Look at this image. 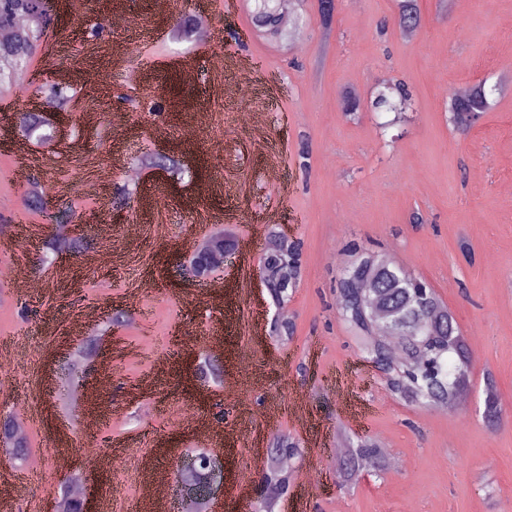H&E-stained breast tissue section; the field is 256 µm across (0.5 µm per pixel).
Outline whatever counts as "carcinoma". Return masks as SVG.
<instances>
[{
	"mask_svg": "<svg viewBox=\"0 0 512 512\" xmlns=\"http://www.w3.org/2000/svg\"><path fill=\"white\" fill-rule=\"evenodd\" d=\"M35 7L36 0H0V27L13 26L20 16L29 19L28 25L15 29L11 40L0 42V87L12 86L27 71L44 36V27L34 17ZM277 13L274 0H254L251 22L256 28L278 36ZM398 22L401 25L420 22L417 0H398ZM45 89L49 102L57 109L65 107L70 99L66 86L47 82ZM494 92L495 89L489 90L479 83L466 96L449 95L452 125L463 133L469 131L471 115L487 111L489 96ZM411 100L412 94L404 83L391 81L378 91L372 106L377 111L389 112L392 106H399L403 101L409 105ZM337 292L338 313L357 337L363 339L368 360L397 363L389 350L388 339L380 337L371 343L366 339L384 323L388 329L398 331L401 358L413 365V370L406 377L386 372V383L394 393L420 406L464 397L469 387V344L448 310H442L440 315L436 313L440 303L417 299L405 271L382 256L357 251L338 279ZM484 414L494 424L509 418L491 376L485 382ZM298 454V445L290 440H279L271 448L275 459ZM384 470V450L374 441L360 439L341 462L338 474L341 484L347 486L356 482L364 471L377 474ZM262 481L281 492L288 486V474L273 467L262 476Z\"/></svg>",
	"mask_w": 512,
	"mask_h": 512,
	"instance_id": "1",
	"label": "carcinoma"
}]
</instances>
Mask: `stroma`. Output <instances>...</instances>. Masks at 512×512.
<instances>
[{
  "mask_svg": "<svg viewBox=\"0 0 512 512\" xmlns=\"http://www.w3.org/2000/svg\"><path fill=\"white\" fill-rule=\"evenodd\" d=\"M123 2L137 28L112 24L111 0H87L79 18L47 30L31 76L0 94V225L13 237L0 248V266L27 267L48 283L37 298L0 283V410L40 413L26 437L37 473L19 512H51L67 489L61 451L91 470L113 439L124 441L125 461L110 480L88 479V498L111 497L112 512H126L152 466L172 468L176 455L202 449L172 425L194 409L222 431L243 418L251 426L228 450L233 473L216 496L219 512H247L234 489L257 483L276 434L298 441L302 453L275 512H505L512 420L496 427L483 411L488 373L512 405V83L501 80L512 74V0H418L422 24L412 40L397 25V0H337L326 31L316 26L313 0H293L301 22L286 47L254 29L250 0ZM202 14L217 40L178 33ZM49 71L70 82L72 121L52 141L23 138L28 102L54 120L35 79ZM392 79L412 93L400 120L369 106ZM481 82L496 89L491 106L457 132L447 94ZM346 89L362 102L352 118L339 103ZM88 110L97 123H85ZM117 120L130 157L172 145L182 168L205 166L204 177L176 181L144 162L139 181L118 170L101 183L112 161L105 132ZM19 139L34 160L24 176ZM35 183L43 209L18 211L16 198ZM127 185L132 195L119 200ZM156 185L169 202L157 212L146 207ZM117 212L123 223L112 222ZM416 214L422 223H413ZM96 220L102 234L86 235ZM59 224L85 250L112 252L111 273L44 261L43 243ZM216 224L233 226L243 245L224 261L223 301L203 303L201 283L184 276L188 244ZM272 226L302 246L289 339L270 331L279 307L257 273ZM463 239L472 260L460 253ZM354 244L426 281L472 345L470 389L453 412L413 407L389 391L339 319L336 279ZM238 288L247 298L235 297ZM92 307L100 322L73 335L77 316ZM216 323L224 326L216 367L232 373L238 350L258 354L257 375L233 393L197 371L205 356L197 337ZM101 353L114 368L105 389L112 416L97 436L79 432L61 448L56 426L81 424L75 396L100 378ZM143 379L158 401L147 413L136 389ZM299 394L302 410L264 421L270 406ZM347 436L389 441L394 462L382 476L341 487L336 448ZM310 471L320 484L309 495L300 483Z\"/></svg>",
  "mask_w": 512,
  "mask_h": 512,
  "instance_id": "obj_1",
  "label": "stroma"
}]
</instances>
